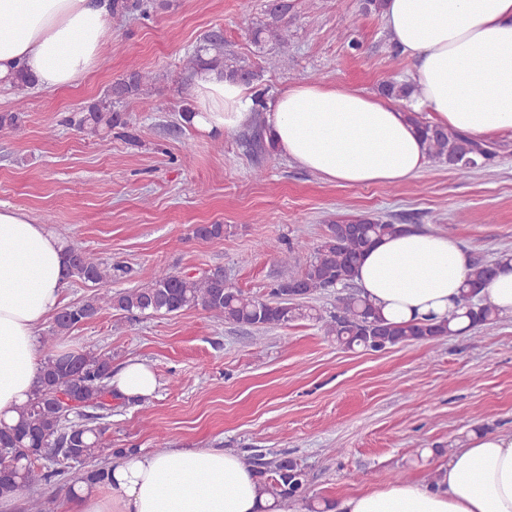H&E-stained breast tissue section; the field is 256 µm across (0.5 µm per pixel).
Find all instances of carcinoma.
Returning a JSON list of instances; mask_svg holds the SVG:
<instances>
[{
	"label": "carcinoma",
	"mask_w": 512,
	"mask_h": 512,
	"mask_svg": "<svg viewBox=\"0 0 512 512\" xmlns=\"http://www.w3.org/2000/svg\"><path fill=\"white\" fill-rule=\"evenodd\" d=\"M152 5L153 0H112V13L134 9L146 14ZM289 9L288 0H271L267 11L269 21L251 32L256 47L263 49L271 45L282 55L288 53L286 16ZM184 66L188 69L220 68L224 70V77L248 85L258 80L255 71L224 52V40L217 37L207 38L203 46L187 55ZM151 80L146 72L132 73L119 82V93H107L75 122L77 129L95 137L101 127L110 130L120 125L116 105L138 94ZM381 92L388 98L402 100L408 96L409 87L390 81L381 86ZM409 119L419 128L428 157L450 169L469 172L485 166L493 157L486 144L467 134L424 122L417 112L409 113ZM246 147L254 153L266 151L263 127L252 130ZM327 228L328 233L301 272L288 274L265 297L250 296L228 285L221 269L196 276L160 268L147 285L114 291L107 284L127 269L95 261L81 249L67 246V278L91 283L97 289L83 301L59 310L49 334L42 338L47 354L33 397L19 410L16 425L0 429V498L60 481L78 466L82 467L77 477L80 482L102 484L108 480V469L84 468L102 451V430L74 423L71 415L84 410L92 411L91 418L95 420L112 415V355L91 350L52 351L57 337L94 320L105 309L130 315H154L176 314L200 306L219 320L251 327H286L299 320L316 321L325 335L332 337L339 346L349 350L361 347L371 352L411 341L438 344L448 336L463 332L461 328L452 327L453 320L461 315L469 319L470 330L497 318L492 307L477 303L473 295L492 273L481 260L472 264L457 299V312L443 321L396 324L358 293L343 297L336 312L323 315L306 304V300L327 288L352 285L356 266L370 246L385 236L410 230L405 224L371 218L329 224ZM192 234L202 241L222 240L224 225L199 224ZM45 456L48 462L37 465L36 460ZM247 463L256 472L278 512H291L304 500L307 472L297 459L283 457L270 461L258 453L250 456Z\"/></svg>",
	"instance_id": "carcinoma-1"
}]
</instances>
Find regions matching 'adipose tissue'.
<instances>
[{
	"label": "adipose tissue",
	"instance_id": "1",
	"mask_svg": "<svg viewBox=\"0 0 512 512\" xmlns=\"http://www.w3.org/2000/svg\"><path fill=\"white\" fill-rule=\"evenodd\" d=\"M110 0H0V86L18 71L40 86L74 84L101 59ZM390 40L414 61L408 99L302 82L267 100L217 69L197 73L190 124L221 136L262 109L266 136L285 160L341 186L398 184L426 165L408 113L483 138L512 133V0H385ZM457 240L412 230L385 237L354 281L397 323L443 320L471 270ZM65 244L20 207L0 206V421L12 424L31 398L43 361L38 334L60 307ZM118 395L147 399L153 370L128 360ZM105 484H83L66 512H268L252 468L221 448L124 452ZM436 484L396 481L341 497L333 512H512V431L479 433L449 454Z\"/></svg>",
	"mask_w": 512,
	"mask_h": 512
}]
</instances>
